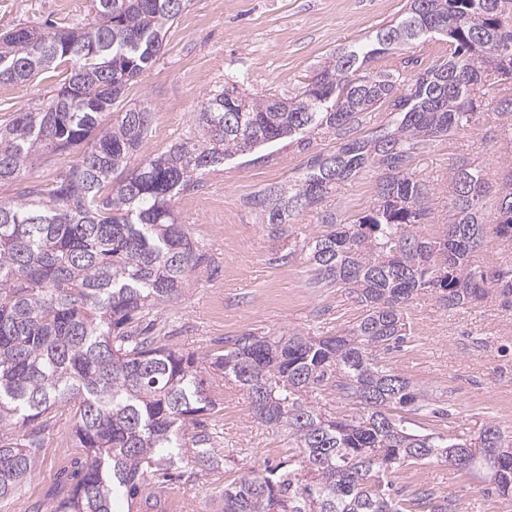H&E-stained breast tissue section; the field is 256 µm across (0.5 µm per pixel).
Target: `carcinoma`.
Returning <instances> with one entry per match:
<instances>
[{"label":"carcinoma","mask_w":512,"mask_h":512,"mask_svg":"<svg viewBox=\"0 0 512 512\" xmlns=\"http://www.w3.org/2000/svg\"><path fill=\"white\" fill-rule=\"evenodd\" d=\"M441 2L444 21L431 13L435 0H409L402 19L336 53L292 97H250L224 84L197 112L200 139L175 141L132 170L152 108H130L106 128L101 118L156 62L189 0H94L95 20L82 27L0 33V84L58 78L44 103L0 126V185L17 182L37 155L79 156L50 189L0 198V501L34 475L41 434L67 406L86 458L46 512H112L117 496L156 507L149 489L184 477V449L219 466L215 436L201 421L215 408L210 368L294 449L280 471L225 486L224 512H458L451 494L419 487L401 495L388 479L406 463H446L453 448L473 460L480 492L512 502V434L490 422L474 450L449 434L412 431L403 410H440L383 357L409 338L405 310L421 292L449 311L491 291L512 307V263L472 261L487 232L512 242V167L489 219L487 172L458 158L452 221L438 236L419 231L429 211L414 156L475 126L476 102L512 79V0ZM424 36L442 37L448 53L413 75L369 68ZM380 109L387 127L352 137ZM496 110L506 120L500 137L512 143V98L498 99ZM313 134L336 139V152L311 156L295 179L253 193L246 205L279 239L336 182L375 169L373 207L347 224L322 212L323 230L301 247L315 284L350 289L362 317L336 336L245 332L210 355L207 368L160 343L153 317L206 262L174 216L175 196L227 158L284 139L306 148ZM327 389L359 412L332 417L308 401Z\"/></svg>","instance_id":"1"}]
</instances>
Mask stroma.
Segmentation results:
<instances>
[{
	"label": "stroma",
	"instance_id": "35a3bbf8",
	"mask_svg": "<svg viewBox=\"0 0 512 512\" xmlns=\"http://www.w3.org/2000/svg\"><path fill=\"white\" fill-rule=\"evenodd\" d=\"M406 9L407 0H191L168 30L153 67L123 96V106L147 103L153 110L137 159L160 154L175 140L197 138L195 114L211 90L234 82L250 94L292 96L338 50L395 23ZM93 16L91 0H0V32L47 22L60 29L80 27ZM53 86L43 75L0 84V124L10 123L21 109L38 107ZM502 122L493 106L481 104L471 130L430 141L415 155L412 166L427 185L431 213L424 235H438L451 220L452 164L458 157L482 163L492 188H499L500 171L512 160V148L499 136ZM335 149V140L320 134L304 150L291 140L277 141L225 160L176 197L175 214L203 247L207 262L182 296L161 311L157 325L165 343L202 358L246 331L332 336L360 318L362 310L347 289L315 287L303 256L289 254L287 240L270 238L244 204L255 191L294 179L308 157ZM76 161L69 151L37 157L18 183L0 187V196H13L27 184L50 188ZM376 179V172L366 170L337 182L319 205L294 219L293 238L320 231L324 210L344 223L363 215L374 204ZM406 314L412 337L387 359L443 407V414L421 416L423 428L468 440L491 422L512 432V309L492 294L451 312L425 293ZM210 392L215 408L203 421L216 433L223 464L189 465L180 483L154 489L163 512H223L225 485L267 473L288 459L286 434L253 422L248 400L233 382L215 380ZM72 427L69 411L59 410L44 432L34 476L0 512H36L45 505L65 472L85 456L73 442ZM391 480L406 491L427 484L453 494L460 512H512V505L479 493L468 471L443 462L403 465Z\"/></svg>",
	"mask_w": 512,
	"mask_h": 512
}]
</instances>
